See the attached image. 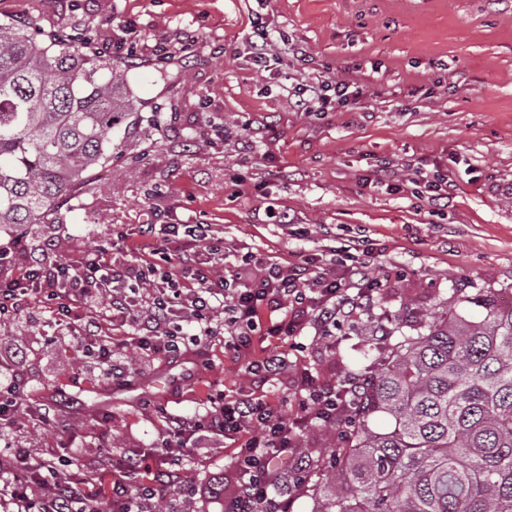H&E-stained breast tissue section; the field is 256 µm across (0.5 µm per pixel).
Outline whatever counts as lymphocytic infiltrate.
Masks as SVG:
<instances>
[{"label": "lymphocytic infiltrate", "instance_id": "obj_1", "mask_svg": "<svg viewBox=\"0 0 512 512\" xmlns=\"http://www.w3.org/2000/svg\"><path fill=\"white\" fill-rule=\"evenodd\" d=\"M363 89L343 79L308 86L297 105L306 112L337 107L357 108ZM359 243L350 242L337 253L336 267L323 272L310 262L281 267L247 254L235 275L215 279L212 268L201 267L197 252L178 249L167 254L174 270L153 263L124 264L112 251L99 247L76 261L34 266L18 277L0 279V324L14 319L32 298L71 314L73 298L90 302L106 293L113 316L140 307L142 327L132 342L141 351L164 358L181 355L183 342L199 347L215 334L216 309L224 311V350L245 363L244 375L264 383L288 370L287 345L305 328H313L326 349L336 345V332L354 322L375 304L374 280ZM190 315L192 334L183 338L174 323L179 311ZM263 350H256V343ZM300 413L288 417L277 396L241 392L206 399L203 411L189 417H168L169 431L160 452L171 466L194 453L200 435L211 431L233 440L237 479L224 499V512H288L287 502H272L269 492L282 473L293 476V491L309 480L297 465L303 428L336 423L360 412L365 393L361 375L345 374L337 381L306 377L300 383ZM143 459L128 456L112 471V512H153L157 489L152 480L128 488L125 474L145 468ZM9 476L6 492L16 512H99L100 498L84 480L60 471L54 464L17 449L0 459Z\"/></svg>", "mask_w": 512, "mask_h": 512}]
</instances>
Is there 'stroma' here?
<instances>
[{"label": "stroma", "instance_id": "1", "mask_svg": "<svg viewBox=\"0 0 512 512\" xmlns=\"http://www.w3.org/2000/svg\"><path fill=\"white\" fill-rule=\"evenodd\" d=\"M1 18L40 39L79 36L85 52L111 60L136 107L113 130L105 168L40 223L0 232V246L14 249L1 277L79 259L152 221L210 225L224 241L223 254L210 258L218 277L247 252L283 266L320 265L344 240H362L379 282L376 306L338 331L335 351L321 349L314 329L299 336L278 386L292 418L293 372L336 379L362 371L360 352L388 316L398 315L409 335L425 314L482 288L512 304V0H0ZM259 19L277 33L282 63L270 72H257L243 51ZM174 36L181 50L156 61L152 46ZM297 47L308 63L296 61ZM343 78L364 85L361 108L296 107L301 87ZM246 121L259 152L237 149ZM383 165L400 190L370 183ZM416 168L454 184L447 210L415 197L408 178ZM271 203L289 225L267 222ZM109 302L104 295L78 311L101 320L115 365L134 372L131 391L83 356L46 304L30 301L0 326V378L21 389L0 443L44 460L78 456L80 477L101 485L105 505L112 481L101 473L114 457L136 453L152 472L165 468L156 448L166 424L152 404L189 416L208 393L247 386L223 336L203 349L206 366L189 355L165 363L127 343L137 324L107 320ZM46 405L53 420L44 424L37 416ZM327 453L320 427L303 430L310 483L333 480ZM180 474L193 490L165 484L173 512H224L213 483L233 484L231 442L204 437Z\"/></svg>", "mask_w": 512, "mask_h": 512}]
</instances>
